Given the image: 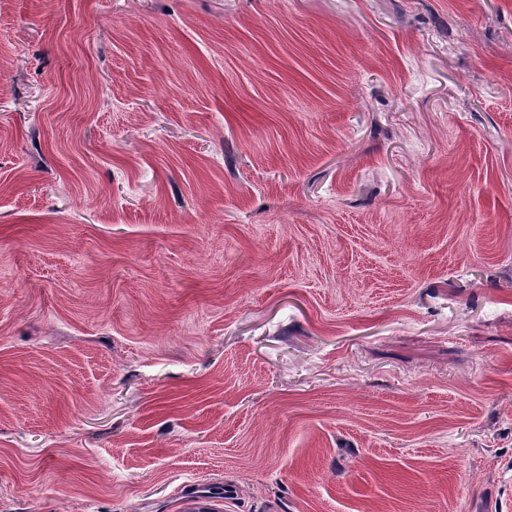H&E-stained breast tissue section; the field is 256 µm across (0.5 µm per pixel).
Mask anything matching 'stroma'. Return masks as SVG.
<instances>
[{
  "label": "stroma",
  "mask_w": 512,
  "mask_h": 512,
  "mask_svg": "<svg viewBox=\"0 0 512 512\" xmlns=\"http://www.w3.org/2000/svg\"><path fill=\"white\" fill-rule=\"evenodd\" d=\"M512 512V0H0V512Z\"/></svg>",
  "instance_id": "obj_1"
}]
</instances>
